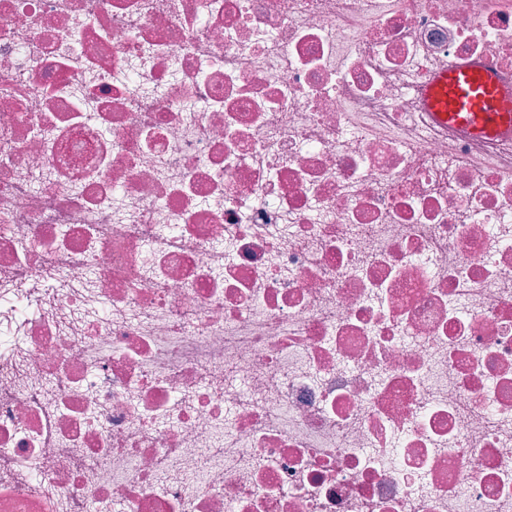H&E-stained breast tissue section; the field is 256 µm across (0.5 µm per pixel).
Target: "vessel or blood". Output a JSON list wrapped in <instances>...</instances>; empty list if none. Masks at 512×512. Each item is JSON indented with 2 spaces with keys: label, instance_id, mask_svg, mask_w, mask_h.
<instances>
[{
  "label": "vessel or blood",
  "instance_id": "obj_1",
  "mask_svg": "<svg viewBox=\"0 0 512 512\" xmlns=\"http://www.w3.org/2000/svg\"><path fill=\"white\" fill-rule=\"evenodd\" d=\"M433 119L476 138L512 137V87L475 65L449 64L422 91Z\"/></svg>",
  "mask_w": 512,
  "mask_h": 512
}]
</instances>
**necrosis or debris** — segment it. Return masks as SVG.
<instances>
[{"label": "necrosis or debris", "instance_id": "obj_1", "mask_svg": "<svg viewBox=\"0 0 512 512\" xmlns=\"http://www.w3.org/2000/svg\"><path fill=\"white\" fill-rule=\"evenodd\" d=\"M512 0H0V512H512ZM433 119L476 138L512 137V87L476 65L448 64L422 91Z\"/></svg>", "mask_w": 512, "mask_h": 512}]
</instances>
